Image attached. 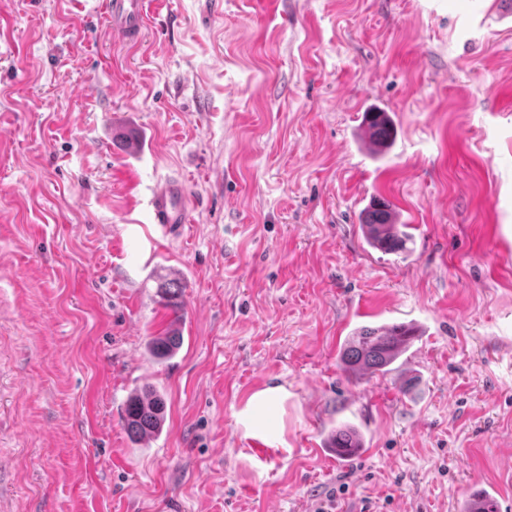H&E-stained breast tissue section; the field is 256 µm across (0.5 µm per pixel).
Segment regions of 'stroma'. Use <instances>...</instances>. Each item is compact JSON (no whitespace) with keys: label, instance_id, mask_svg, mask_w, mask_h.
<instances>
[{"label":"stroma","instance_id":"obj_1","mask_svg":"<svg viewBox=\"0 0 512 512\" xmlns=\"http://www.w3.org/2000/svg\"><path fill=\"white\" fill-rule=\"evenodd\" d=\"M101 3L0 0V512H512V0H162L136 45ZM374 199L405 252L366 243ZM395 323L422 334L348 378V337ZM147 385L167 422L135 443ZM379 109H371L364 112L362 124L370 122V128L373 129V140L368 143L375 153H381L386 150L393 138V121L388 112H377ZM361 124V125H362ZM188 193L182 180L166 179L151 193L148 206L150 224L166 240L181 224H187ZM164 289L160 305L171 312L172 320L169 327L157 336H151L147 341L149 353L158 361H168L178 353L182 345V336L177 325L183 317V307L176 302L180 297L182 285L175 280H169L161 286ZM165 399L153 388H145L129 396L124 408L125 428L138 442L159 436L166 421Z\"/></svg>","mask_w":512,"mask_h":512}]
</instances>
